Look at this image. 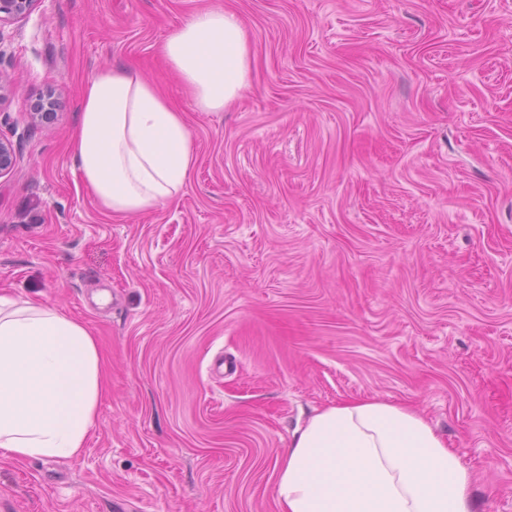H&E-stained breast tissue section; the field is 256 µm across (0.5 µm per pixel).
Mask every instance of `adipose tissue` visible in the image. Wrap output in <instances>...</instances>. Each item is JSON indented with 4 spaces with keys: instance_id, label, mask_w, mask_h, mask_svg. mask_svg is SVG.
Listing matches in <instances>:
<instances>
[{
    "instance_id": "obj_1",
    "label": "adipose tissue",
    "mask_w": 512,
    "mask_h": 512,
    "mask_svg": "<svg viewBox=\"0 0 512 512\" xmlns=\"http://www.w3.org/2000/svg\"><path fill=\"white\" fill-rule=\"evenodd\" d=\"M163 52L199 111L246 87L248 37L223 10L189 15ZM74 167L99 205L127 217L177 201L195 164L192 132L141 73L96 72L73 135ZM103 394V358L80 321L0 293V452L81 454ZM279 512H473L472 476L417 411L382 401L327 407L298 428L276 463Z\"/></svg>"
}]
</instances>
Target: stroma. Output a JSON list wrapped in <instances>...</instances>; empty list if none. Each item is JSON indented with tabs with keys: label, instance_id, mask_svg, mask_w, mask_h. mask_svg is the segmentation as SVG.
Instances as JSON below:
<instances>
[{
	"label": "stroma",
	"instance_id": "1",
	"mask_svg": "<svg viewBox=\"0 0 512 512\" xmlns=\"http://www.w3.org/2000/svg\"><path fill=\"white\" fill-rule=\"evenodd\" d=\"M202 9L249 38L220 112L161 53ZM0 49V292L107 359L79 456L0 453V512H279L295 429L363 400L420 411L474 512H512V0H38ZM111 66L171 96L196 158L177 202L128 219L73 171Z\"/></svg>",
	"mask_w": 512,
	"mask_h": 512
}]
</instances>
